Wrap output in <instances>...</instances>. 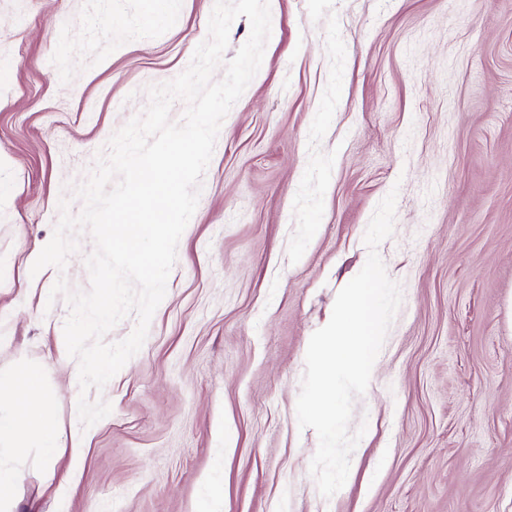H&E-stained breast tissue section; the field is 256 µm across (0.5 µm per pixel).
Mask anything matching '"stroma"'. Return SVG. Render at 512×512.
I'll list each match as a JSON object with an SVG mask.
<instances>
[{
    "label": "stroma",
    "instance_id": "1",
    "mask_svg": "<svg viewBox=\"0 0 512 512\" xmlns=\"http://www.w3.org/2000/svg\"><path fill=\"white\" fill-rule=\"evenodd\" d=\"M215 0H0V370L48 385L59 449H0L13 512H512V0H269L261 67L220 128L141 350L81 393L61 197L208 37ZM378 253L402 303L343 488L310 473L306 346ZM110 403L83 428L80 396Z\"/></svg>",
    "mask_w": 512,
    "mask_h": 512
}]
</instances>
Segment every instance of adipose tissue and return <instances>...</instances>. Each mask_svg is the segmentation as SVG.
Here are the masks:
<instances>
[{
    "label": "adipose tissue",
    "mask_w": 512,
    "mask_h": 512,
    "mask_svg": "<svg viewBox=\"0 0 512 512\" xmlns=\"http://www.w3.org/2000/svg\"><path fill=\"white\" fill-rule=\"evenodd\" d=\"M50 412L34 406L25 411L0 409V447L36 448L45 458H54L57 438L49 429Z\"/></svg>",
    "instance_id": "ef3b65f1"
}]
</instances>
